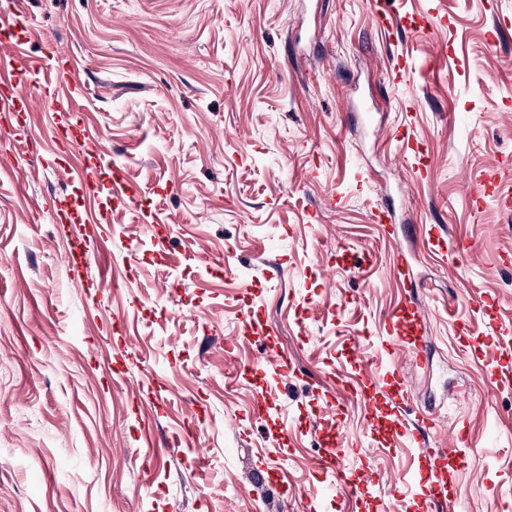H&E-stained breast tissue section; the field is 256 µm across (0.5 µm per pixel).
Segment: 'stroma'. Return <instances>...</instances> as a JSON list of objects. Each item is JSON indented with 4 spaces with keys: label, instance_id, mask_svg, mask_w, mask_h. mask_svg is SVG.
<instances>
[{
    "label": "stroma",
    "instance_id": "obj_1",
    "mask_svg": "<svg viewBox=\"0 0 512 512\" xmlns=\"http://www.w3.org/2000/svg\"><path fill=\"white\" fill-rule=\"evenodd\" d=\"M390 8L393 33L372 0H23L19 89L57 76L50 42L82 88L67 115L0 111V512H426L401 428L421 409L454 512H512V214L470 196L512 171V0ZM430 224L470 255L424 247ZM402 252L421 364L380 351ZM366 364L399 365L404 421L383 394L327 409Z\"/></svg>",
    "mask_w": 512,
    "mask_h": 512
}]
</instances>
